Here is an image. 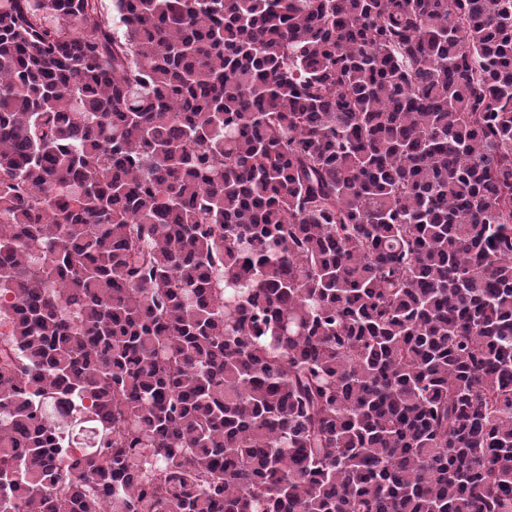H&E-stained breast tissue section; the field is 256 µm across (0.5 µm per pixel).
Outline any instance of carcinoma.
<instances>
[{
  "instance_id": "obj_1",
  "label": "carcinoma",
  "mask_w": 512,
  "mask_h": 512,
  "mask_svg": "<svg viewBox=\"0 0 512 512\" xmlns=\"http://www.w3.org/2000/svg\"><path fill=\"white\" fill-rule=\"evenodd\" d=\"M0 0V512H512V0Z\"/></svg>"
}]
</instances>
